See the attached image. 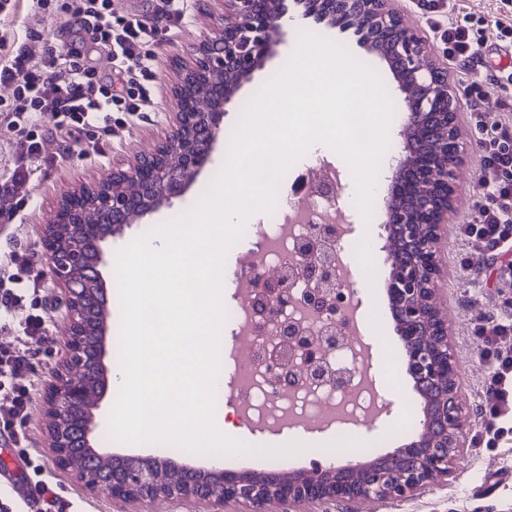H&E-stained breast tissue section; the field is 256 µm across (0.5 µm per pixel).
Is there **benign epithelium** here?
Listing matches in <instances>:
<instances>
[{
    "label": "benign epithelium",
    "instance_id": "1",
    "mask_svg": "<svg viewBox=\"0 0 512 512\" xmlns=\"http://www.w3.org/2000/svg\"><path fill=\"white\" fill-rule=\"evenodd\" d=\"M392 0H323L325 8L302 17L332 27H352L366 50L381 58L404 93L399 131L402 151L391 176L385 224L395 229L407 254L391 264L386 291L404 338L405 373L419 384L422 418L403 450L347 467L325 461L311 469L236 471L212 464L177 466L194 474L179 484L166 476L167 460L152 455L106 452L96 446L110 368L111 331L104 245L148 215L173 205L211 164L224 140V106L274 57L286 21L298 0H224L221 34L190 51L175 86L176 112L164 141L112 174L67 194L42 246L52 276L63 284L69 312L64 356L45 396L53 458L74 474L83 489L105 490L112 500L204 501L209 512L237 503L247 512H354L357 503L403 501L448 479L456 460L470 448L463 430L460 365L448 341V323L437 306L442 269L438 244L455 212L456 171L465 155L457 121L455 85L448 68L430 59L425 41ZM323 288L305 297L308 305L336 317V304L351 297V285L336 278L338 246L330 225L313 229ZM261 293L256 313L273 318L288 304V271L271 278L251 272ZM93 337L85 348L84 339ZM359 367L333 374L322 364L310 377L344 389Z\"/></svg>",
    "mask_w": 512,
    "mask_h": 512
}]
</instances>
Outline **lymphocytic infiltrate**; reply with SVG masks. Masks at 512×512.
I'll list each match as a JSON object with an SVG mask.
<instances>
[{"label": "lymphocytic infiltrate", "instance_id": "f902f5d3", "mask_svg": "<svg viewBox=\"0 0 512 512\" xmlns=\"http://www.w3.org/2000/svg\"><path fill=\"white\" fill-rule=\"evenodd\" d=\"M66 11L78 19L108 50L113 64L140 59L145 44L153 39L156 28L137 19L116 14L109 0H69ZM495 36H488L483 19L474 14L448 13L444 33L445 56L468 74L460 84V93L475 121L482 154L479 186L482 202L476 216L459 225L457 234L468 247L469 255L496 252L502 261L496 267L500 281H512V64L499 67L483 77L475 67L488 44L497 49H512V20L495 23ZM148 65L122 77L121 89L101 84L95 73L77 64L61 66L57 57L43 56L27 45H15L9 35H0V84L13 88L11 99L0 100V120L32 130L36 115L53 112L60 115L66 133L90 125L100 112H137L147 102L141 82L150 78ZM503 96L496 114L482 111L481 101L489 91ZM40 155V143L27 136L13 158L10 177L0 183V202L6 203L25 193L31 167ZM17 343L0 347V435L13 445L25 440L22 425L28 416L30 387L29 352L43 344L48 336L37 315L18 323ZM473 332L481 343L480 355L488 371L485 390L486 408L483 434L488 443L512 435V351L505 349L512 340V319H477Z\"/></svg>", "mask_w": 512, "mask_h": 512}]
</instances>
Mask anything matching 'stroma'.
Listing matches in <instances>:
<instances>
[{
    "mask_svg": "<svg viewBox=\"0 0 512 512\" xmlns=\"http://www.w3.org/2000/svg\"><path fill=\"white\" fill-rule=\"evenodd\" d=\"M65 0H50L48 7H39L36 0H7L0 10V32L14 34L17 43L34 47L38 53L60 57L69 50L80 54V61L95 67L99 76L108 77L110 67L104 53L90 33L79 31L70 21L63 6ZM401 11L430 47V55L443 61L445 45L441 30L448 27L447 9L434 13L420 10L414 0H395ZM183 26L170 27L164 17V0H111L112 9L120 15L134 16L158 30L156 40L147 48L153 59L155 76L145 82L149 99L145 110L98 113L92 125L71 136L57 130L53 113L38 116L37 134L43 142L42 155L31 176L29 195L23 196L16 208L0 210V295L6 290L18 289L20 297L12 306L14 320L28 314L42 315L49 339L36 347L30 358V380L35 389L31 412L24 423L26 441L22 448L5 445L0 456L11 459L20 455L23 464L20 477H32L34 466H41L43 476L50 481L57 495L54 506L46 512H140L137 504L112 501L106 493L89 494L77 480L54 462L50 451L44 393L64 350L65 329L68 321L66 292L55 280L47 265L42 248L46 224L54 216L61 199L80 186L106 178L117 167L126 166L141 152L153 150L169 130L170 118L176 108L174 87L178 63L188 59L194 45L219 32V19L224 11V0H186ZM308 31L342 44L349 52L364 55L367 65L380 76L394 107H402L403 95L387 65L373 54L365 53L353 30L330 27L310 19H295L287 27V35L278 53L269 59L245 83L233 101L226 107L225 131H233L244 104L279 71L290 50L296 47L300 32ZM480 151L467 153L457 172L456 214L447 224L441 240L443 276L440 283L441 311L448 321L452 349L461 365V385L464 400L469 407L465 413L464 429L471 442L467 455L455 464V476L448 482L434 485L422 495L401 502L360 504V512H512V440L499 441L488 448L479 443L478 436L485 406L486 367L476 354L477 339L472 334L475 320L480 317L495 319L507 313L506 299L512 298V288L501 287L494 269L498 261L494 253L467 257V248L457 234L458 225L467 223L474 215L480 197L477 185ZM219 167L210 164L187 193L175 200L171 207L161 209L131 225L122 237L113 239L108 247L110 255H117L135 239L155 227L192 208L217 174ZM346 208L359 236H374L376 250L368 262L377 269L376 275H358L355 286L360 289L366 306L373 316L382 321L386 311L377 310L380 286L390 273L385 220V198L373 201L371 220H363L354 202ZM29 263L32 279L15 283L12 279L19 263ZM393 408L383 418L376 431L383 437L384 452H391L406 438V430L415 418L422 415V400L411 389L402 385L392 395ZM232 438L254 446V453L228 455L225 468L232 470L268 471L278 468L281 457H265L263 448L290 443L288 434H273L260 429L236 427Z\"/></svg>",
    "mask_w": 512,
    "mask_h": 512,
    "instance_id": "stroma-1",
    "label": "stroma"
}]
</instances>
